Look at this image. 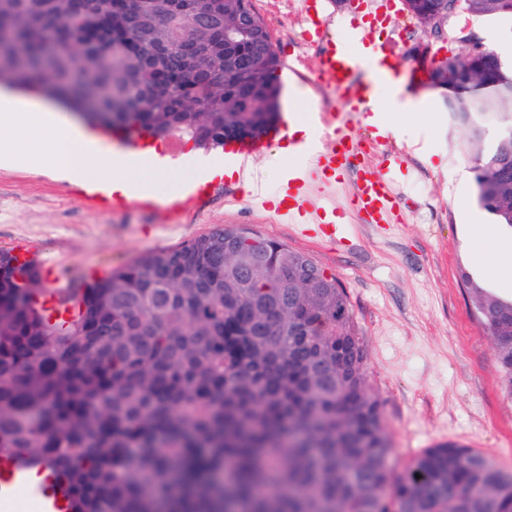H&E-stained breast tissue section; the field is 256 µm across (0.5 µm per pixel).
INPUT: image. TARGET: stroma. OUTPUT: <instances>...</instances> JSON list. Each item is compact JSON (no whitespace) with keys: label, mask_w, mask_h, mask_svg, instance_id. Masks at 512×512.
<instances>
[{"label":"stroma","mask_w":512,"mask_h":512,"mask_svg":"<svg viewBox=\"0 0 512 512\" xmlns=\"http://www.w3.org/2000/svg\"><path fill=\"white\" fill-rule=\"evenodd\" d=\"M282 60L283 109L304 116L331 109L334 91L314 79L323 47L307 38L306 0H256ZM488 49L512 48V26L459 17L447 41L405 10L391 16L381 40L399 53L407 70L428 67L433 56L466 51L469 38ZM427 100L428 109L412 103ZM388 142L369 138L374 161L413 146L407 163L392 171L401 210L394 223L363 224L338 214L346 240L336 245L307 227L260 210L236 180L217 181L203 209L165 216L153 209L113 211L90 206L89 186L23 164H0V250L26 246L41 265H54L61 288L91 267L117 268L149 252L170 248L217 227L275 239L308 255L347 289L366 344L368 384L383 404L387 436L397 466L440 442L477 449L512 470V397L503 393L491 337L473 314L462 269L472 266L469 217L453 194L471 197L456 166H468L461 136L442 98L421 78L401 80L384 99Z\"/></svg>","instance_id":"stroma-1"}]
</instances>
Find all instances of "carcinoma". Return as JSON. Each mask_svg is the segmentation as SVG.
Wrapping results in <instances>:
<instances>
[{"label":"carcinoma","mask_w":512,"mask_h":512,"mask_svg":"<svg viewBox=\"0 0 512 512\" xmlns=\"http://www.w3.org/2000/svg\"><path fill=\"white\" fill-rule=\"evenodd\" d=\"M116 0H0V85L38 90L107 131L198 148L268 132L282 62L273 42L247 84L224 70V42L199 40L195 14L224 0H147L171 24L147 28ZM512 23V0H458ZM445 106L473 196L512 230V54L453 57ZM267 264L256 279L234 253ZM296 252L217 228L139 256L93 283L82 310L47 313L33 259L0 253V461L45 469L67 512H512V472L445 442L397 470L347 289ZM512 397V294L461 271ZM281 306L283 333L267 315Z\"/></svg>","instance_id":"carcinoma-1"}]
</instances>
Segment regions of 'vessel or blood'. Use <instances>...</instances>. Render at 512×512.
<instances>
[{
  "mask_svg": "<svg viewBox=\"0 0 512 512\" xmlns=\"http://www.w3.org/2000/svg\"><path fill=\"white\" fill-rule=\"evenodd\" d=\"M394 8L395 0H359L347 24L345 37L338 42L329 41L322 49L318 59L319 72L335 91L337 108L319 113L313 126L316 136L304 149L307 160L303 175L290 179L288 195L279 203L280 211H303L309 223L317 225L322 234L336 242L341 236L334 224L335 207L322 205L308 211L302 208L309 192V180L320 179L329 188L340 183L349 170H357L354 190L347 197L344 209L367 224L390 223L399 207L389 168L402 164L403 152L389 154L387 171H379L361 158V144L354 134L355 120L382 122L379 92L382 87L394 84L401 70L400 59L381 52L373 38L376 30L388 22ZM117 141L123 157L144 163L154 161L153 146L149 141L133 135L118 136ZM272 141V135L266 134L226 142L224 161L229 165L246 166L250 157L268 150ZM210 186V181L203 175H195L187 185L186 200L182 203L140 186L124 194H113L112 207L116 210L153 207L173 215L187 203L204 207L209 200ZM20 492L36 500L39 512H65L62 491L54 489L48 482L35 483L23 469L0 463V493Z\"/></svg>",
  "mask_w": 512,
  "mask_h": 512,
  "instance_id": "1",
  "label": "vessel or blood"
}]
</instances>
